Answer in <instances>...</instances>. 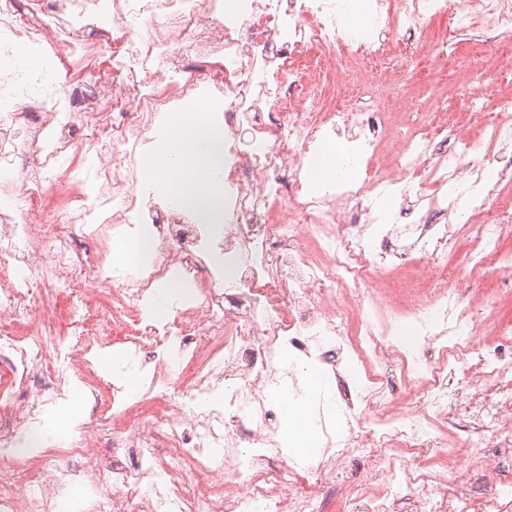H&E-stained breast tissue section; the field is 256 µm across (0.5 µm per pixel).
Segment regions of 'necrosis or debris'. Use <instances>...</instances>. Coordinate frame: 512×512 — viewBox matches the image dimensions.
<instances>
[{
  "mask_svg": "<svg viewBox=\"0 0 512 512\" xmlns=\"http://www.w3.org/2000/svg\"><path fill=\"white\" fill-rule=\"evenodd\" d=\"M366 23L342 0H112L128 49L113 100L136 109L94 113L82 144L59 139L45 151L21 139V113L0 114V161L21 155L39 167L13 182L22 216L0 210V512H325L338 497L349 512H512V320L485 324L473 278L494 272L512 286V96L477 80V54L435 44L434 76L459 79L465 109L429 94L416 126L398 110L415 106L418 63L406 34L433 16L455 30L493 33L512 45V0H365ZM224 50L217 114L224 144V221L134 193L144 132L169 105L194 97L199 79L186 60ZM310 51L308 68L294 60ZM378 109H358L362 74ZM251 147L242 150V135ZM341 138L365 157L362 176L317 182L303 157ZM498 147L484 155V144ZM105 146L102 177L109 222L89 225L87 255L68 232L49 231L33 204L34 182L65 156ZM429 172L426 191L417 180ZM398 203L387 212L386 199ZM152 227L142 262L110 276L111 243ZM464 264L453 265L459 250ZM411 267L418 289L396 316L426 328L408 357L381 321L380 282ZM116 282L109 317L95 321L90 291ZM188 291L173 314L144 306L162 285ZM71 298L68 334L31 328L36 302ZM118 348L144 367L155 407L125 421L121 382L86 379L76 367L96 348ZM316 362L349 423L321 416V451L304 470L284 462L270 396ZM363 364L364 376L349 368ZM396 367L407 394L388 386ZM84 384L90 417L61 452L46 449L48 413L72 403ZM225 389L223 404L205 399ZM40 449L42 469L29 468ZM437 448L465 451L470 482L411 463ZM112 488L98 496L99 487Z\"/></svg>",
  "mask_w": 512,
  "mask_h": 512,
  "instance_id": "necrosis-or-debris-1",
  "label": "necrosis or debris"
}]
</instances>
